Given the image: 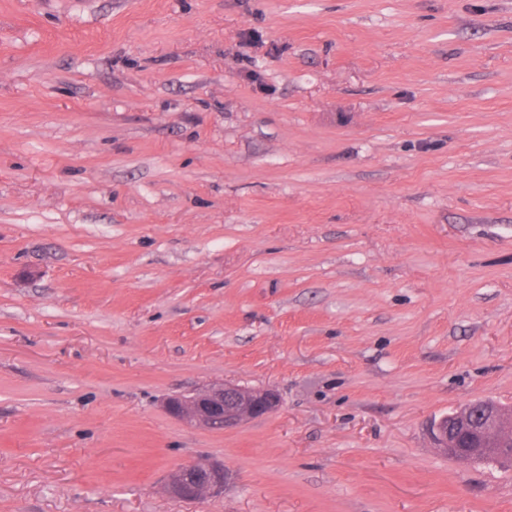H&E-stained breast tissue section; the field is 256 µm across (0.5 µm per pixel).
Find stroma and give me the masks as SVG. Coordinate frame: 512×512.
Wrapping results in <instances>:
<instances>
[{"label": "stroma", "mask_w": 512, "mask_h": 512, "mask_svg": "<svg viewBox=\"0 0 512 512\" xmlns=\"http://www.w3.org/2000/svg\"><path fill=\"white\" fill-rule=\"evenodd\" d=\"M214 383L279 407L164 411ZM484 399L512 0H0V512H512L430 435ZM278 405L277 395L270 390L223 383L211 385L190 396H171L164 408L170 416L189 426L220 431L269 415ZM230 478L221 462L200 459L170 473L166 493L181 500H201L224 491Z\"/></svg>", "instance_id": "35a3bbf8"}]
</instances>
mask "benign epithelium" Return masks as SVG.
Listing matches in <instances>:
<instances>
[{
  "instance_id": "obj_1",
  "label": "benign epithelium",
  "mask_w": 512,
  "mask_h": 512,
  "mask_svg": "<svg viewBox=\"0 0 512 512\" xmlns=\"http://www.w3.org/2000/svg\"><path fill=\"white\" fill-rule=\"evenodd\" d=\"M278 405L277 395L270 390L223 383L190 396H172L164 408L189 426L220 431L269 415ZM431 436L437 448L451 459L470 462L484 457L512 466V454L499 452L500 445L512 440V409L489 401L471 403L433 423ZM229 478L223 463L200 459L170 473L166 493L176 499L201 500L223 492Z\"/></svg>"
}]
</instances>
